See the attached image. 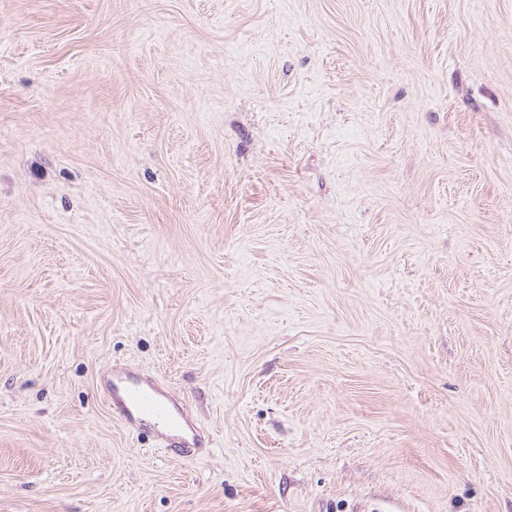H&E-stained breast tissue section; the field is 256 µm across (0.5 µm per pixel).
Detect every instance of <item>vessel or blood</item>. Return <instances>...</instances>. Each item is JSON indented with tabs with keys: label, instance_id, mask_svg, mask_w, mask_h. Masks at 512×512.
I'll list each match as a JSON object with an SVG mask.
<instances>
[{
	"label": "vessel or blood",
	"instance_id": "1",
	"mask_svg": "<svg viewBox=\"0 0 512 512\" xmlns=\"http://www.w3.org/2000/svg\"><path fill=\"white\" fill-rule=\"evenodd\" d=\"M108 398L114 413L126 423L151 420L158 428L157 438L163 447L186 446L196 440L181 409L157 386L134 379L123 369H113Z\"/></svg>",
	"mask_w": 512,
	"mask_h": 512
}]
</instances>
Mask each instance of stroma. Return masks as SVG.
<instances>
[{"mask_svg": "<svg viewBox=\"0 0 512 512\" xmlns=\"http://www.w3.org/2000/svg\"><path fill=\"white\" fill-rule=\"evenodd\" d=\"M358 504L512 512V0H0V512ZM108 398L114 413L132 426L141 420H151L157 428V438L164 448H180L194 443L196 434L183 410L177 408L157 386L139 381L121 369L112 370Z\"/></svg>", "mask_w": 512, "mask_h": 512, "instance_id": "35a3bbf8", "label": "stroma"}]
</instances>
